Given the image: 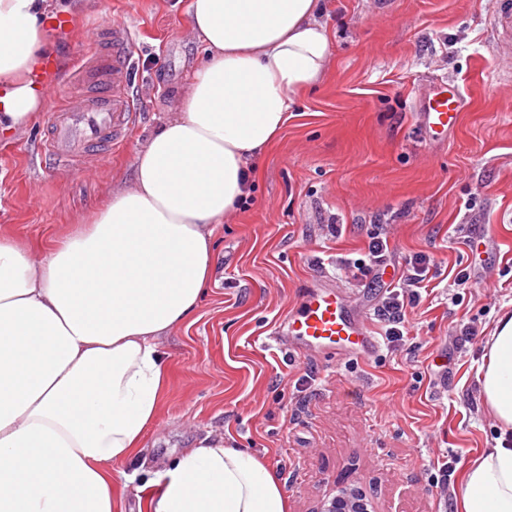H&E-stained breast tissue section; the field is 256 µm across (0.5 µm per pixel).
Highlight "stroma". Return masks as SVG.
<instances>
[{"label": "stroma", "instance_id": "obj_1", "mask_svg": "<svg viewBox=\"0 0 512 512\" xmlns=\"http://www.w3.org/2000/svg\"><path fill=\"white\" fill-rule=\"evenodd\" d=\"M189 0H69L80 26L54 35L64 86L85 50L90 18L136 33L137 123L106 160L55 168L40 152L43 121L0 137V234L42 254L88 224L137 150L166 117L204 52ZM332 44L321 81L297 96L281 138L254 168L252 204L216 227L207 291L189 322L162 340L169 358L159 417L145 436L157 466L205 436L251 450L278 479L287 512H315L339 486L360 488L376 512H459L457 486L439 494L438 457L457 472L500 433L476 379L497 318L512 312V62L493 21L495 0H325ZM459 86L466 107L442 141L426 139L419 100L432 81ZM382 230L381 280L336 275ZM494 247L468 252V235ZM433 255L409 341L384 343L385 284L411 257ZM466 283H458V274ZM364 313L378 351L358 361L291 358L269 328L318 278ZM477 330L465 338L464 325ZM112 463L125 512L152 495Z\"/></svg>", "mask_w": 512, "mask_h": 512}]
</instances>
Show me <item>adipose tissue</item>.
Segmentation results:
<instances>
[{"mask_svg": "<svg viewBox=\"0 0 512 512\" xmlns=\"http://www.w3.org/2000/svg\"><path fill=\"white\" fill-rule=\"evenodd\" d=\"M55 0H0V134L45 106L29 81ZM320 0H190L205 57L175 110L90 224L41 256L0 236V512H117L110 462L141 453L168 367L160 340L210 279L215 228L250 195L252 160L331 61ZM478 369L481 397L512 431V313ZM147 512H285L277 478L248 450L203 438L155 468ZM463 512H512V445L487 449Z\"/></svg>", "mask_w": 512, "mask_h": 512, "instance_id": "ef3b65f1", "label": "adipose tissue"}]
</instances>
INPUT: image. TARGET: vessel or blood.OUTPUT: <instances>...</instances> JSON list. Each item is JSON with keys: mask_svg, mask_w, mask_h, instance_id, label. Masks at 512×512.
I'll return each instance as SVG.
<instances>
[{"mask_svg": "<svg viewBox=\"0 0 512 512\" xmlns=\"http://www.w3.org/2000/svg\"><path fill=\"white\" fill-rule=\"evenodd\" d=\"M494 20L503 44L512 43V0H496ZM91 47L78 68L82 89L65 105L49 110V133L43 151L59 165L69 166L86 150L105 151L121 143L137 117L131 79V29L120 23L97 26L87 33ZM464 108L462 93L445 81L433 83L420 99L422 131L428 139L441 140L457 125ZM275 341L293 340L296 351L346 353L361 356L376 341L366 323L355 317L338 293L310 287L298 303L279 320Z\"/></svg>", "mask_w": 512, "mask_h": 512, "instance_id": "b4317fda", "label": "vessel or blood"}]
</instances>
